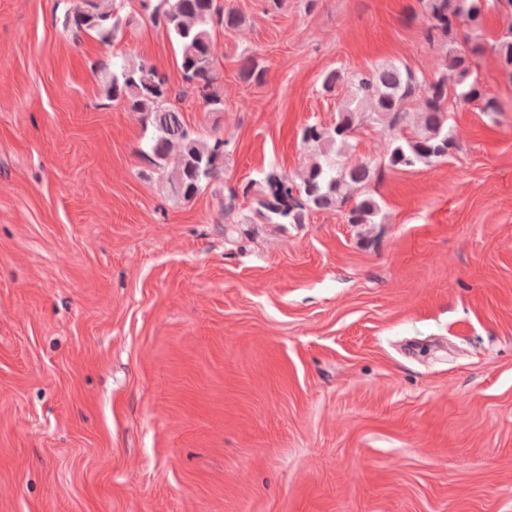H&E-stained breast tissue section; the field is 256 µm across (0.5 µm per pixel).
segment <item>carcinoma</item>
<instances>
[{"mask_svg": "<svg viewBox=\"0 0 512 512\" xmlns=\"http://www.w3.org/2000/svg\"><path fill=\"white\" fill-rule=\"evenodd\" d=\"M429 21L430 40H443L463 28L471 32L481 25L486 0H420ZM151 16L163 25L179 52V67L188 89L203 100L210 112L224 111L217 93L220 74L214 63L216 26L231 32L244 23L235 11H224L220 0H155ZM64 24L73 32H95L110 43L121 24L116 0H77L66 13ZM512 78V38L490 46ZM484 51L458 49L445 55L436 73L428 78L405 64H383L371 72L346 75L338 69L323 74L321 90L327 94L340 86L347 96L338 106L332 126L306 125L301 139L312 154L298 178L269 171L259 180L239 187L221 186L230 155V141L221 136L202 137L190 130L183 113L169 102L168 78L146 63H122L112 71L107 93L126 102L151 127L147 155L161 171L169 193L184 201L212 186L224 193V223L248 224L252 231L263 224H304L317 210H339L348 224L383 223L382 206L370 185L384 168L410 170L448 158L456 147L448 133V100L459 106L484 101L483 111L500 112L496 101L483 99L473 77L472 56ZM239 79L261 84L264 62L252 54L239 59ZM420 103L415 128L408 130L414 103ZM371 124L389 136L379 165L351 162L352 138L357 129ZM251 201L242 211L239 201Z\"/></svg>", "mask_w": 512, "mask_h": 512, "instance_id": "carcinoma-1", "label": "carcinoma"}]
</instances>
